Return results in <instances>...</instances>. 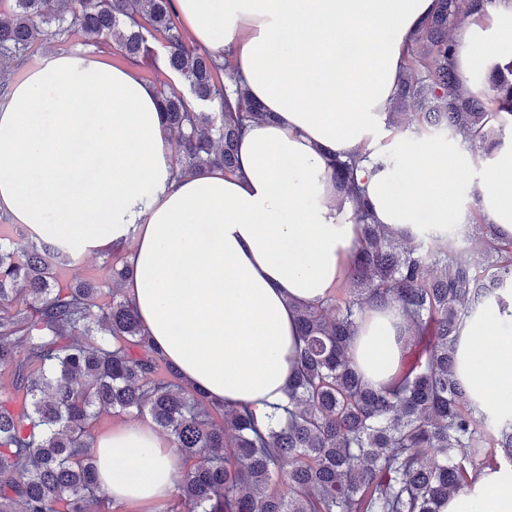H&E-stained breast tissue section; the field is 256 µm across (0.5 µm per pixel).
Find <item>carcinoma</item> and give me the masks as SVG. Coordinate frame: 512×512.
Returning <instances> with one entry per match:
<instances>
[{"label": "carcinoma", "instance_id": "obj_1", "mask_svg": "<svg viewBox=\"0 0 512 512\" xmlns=\"http://www.w3.org/2000/svg\"><path fill=\"white\" fill-rule=\"evenodd\" d=\"M0 16V56L21 65L43 36L115 49L155 67L179 177L231 175L250 122L268 119L238 85L233 64L187 42L174 0H11ZM488 0H437L417 33L387 124L462 137L487 160L512 131V60L477 70L487 96L460 87L454 33ZM55 25L54 30L48 26ZM371 151L330 160L336 190L357 203L359 238L346 279L328 299L297 309L301 342L288 404L265 424L247 407L210 401L147 338L126 295L136 269L112 245L111 299L90 281L61 284L71 261L33 233L0 236V512H100L89 426L99 409L149 415L185 463L178 498L189 512H439L481 477L512 471V413L484 410L457 377L458 325L512 297V235L471 210L465 229L393 234L373 222L356 181ZM398 307L404 351L382 387L354 366L352 343L369 304Z\"/></svg>", "mask_w": 512, "mask_h": 512}]
</instances>
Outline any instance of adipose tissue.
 I'll return each instance as SVG.
<instances>
[{
	"label": "adipose tissue",
	"mask_w": 512,
	"mask_h": 512,
	"mask_svg": "<svg viewBox=\"0 0 512 512\" xmlns=\"http://www.w3.org/2000/svg\"><path fill=\"white\" fill-rule=\"evenodd\" d=\"M435 0H174L198 45L232 60L271 117L238 143L237 172L172 175L153 88L94 53L46 55L0 103V209L73 257L133 241L128 285L159 352L210 401L257 415L286 404L299 344L296 309L345 277L359 230L329 156L363 148L418 153L402 175L364 163L375 223L424 231L464 224L463 139L402 133L381 145L412 39ZM512 58V0H490L456 40L464 85ZM487 222L512 234V143L477 185ZM396 308H372L353 342L365 380L388 383L403 343ZM457 375L480 405L512 412V312L487 307L459 330ZM99 484L118 504L167 499L183 475L148 424L94 442ZM440 512H512V473L481 478Z\"/></svg>",
	"instance_id": "obj_1"
}]
</instances>
